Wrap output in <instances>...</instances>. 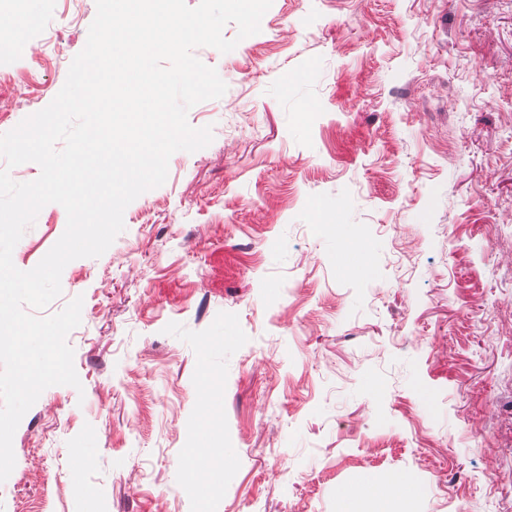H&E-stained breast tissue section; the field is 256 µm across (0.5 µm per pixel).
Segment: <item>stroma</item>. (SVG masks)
Listing matches in <instances>:
<instances>
[{
  "instance_id": "obj_1",
  "label": "stroma",
  "mask_w": 512,
  "mask_h": 512,
  "mask_svg": "<svg viewBox=\"0 0 512 512\" xmlns=\"http://www.w3.org/2000/svg\"><path fill=\"white\" fill-rule=\"evenodd\" d=\"M95 0L0 35V133L47 105ZM195 56L210 145L70 262L80 388L13 438L0 512H512V0H273ZM42 208L13 250L63 234ZM214 385L219 409L200 392ZM400 476L411 497L390 494Z\"/></svg>"
}]
</instances>
